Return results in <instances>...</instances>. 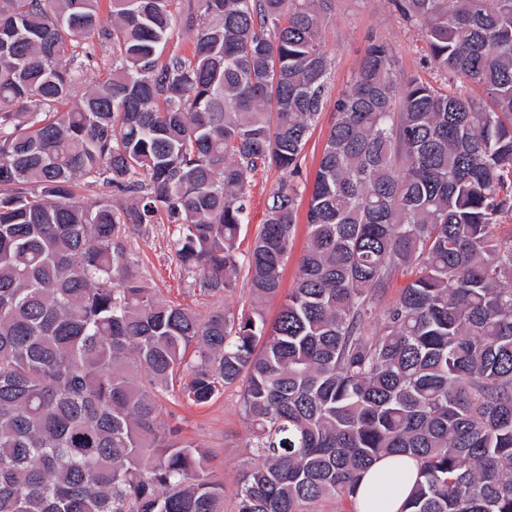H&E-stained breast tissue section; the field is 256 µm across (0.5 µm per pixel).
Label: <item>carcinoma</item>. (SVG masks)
I'll return each instance as SVG.
<instances>
[{
  "instance_id": "carcinoma-1",
  "label": "carcinoma",
  "mask_w": 512,
  "mask_h": 512,
  "mask_svg": "<svg viewBox=\"0 0 512 512\" xmlns=\"http://www.w3.org/2000/svg\"><path fill=\"white\" fill-rule=\"evenodd\" d=\"M172 2L109 0L106 24L101 0H0V512H224L208 451L160 419L176 385L241 388L237 512L350 501L387 454L420 463L407 512H512V0H391L458 89L398 82L373 41L310 187L332 0H188L192 48L167 53ZM261 166L283 180L242 254ZM155 224L202 292L246 270L252 308L202 318L140 279L123 237ZM305 207L306 201L304 200L300 208L299 224H297L293 247L284 269L280 292L276 298L266 302L263 305V312L268 322L273 321L278 313L281 301L288 294V291L293 287L297 271L298 259L307 245V226L303 220Z\"/></svg>"
}]
</instances>
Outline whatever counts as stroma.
Instances as JSON below:
<instances>
[{
  "label": "stroma",
  "mask_w": 512,
  "mask_h": 512,
  "mask_svg": "<svg viewBox=\"0 0 512 512\" xmlns=\"http://www.w3.org/2000/svg\"><path fill=\"white\" fill-rule=\"evenodd\" d=\"M388 42L399 61L400 78L417 77L446 85L442 72L429 61L419 32L403 21L389 0H333V9L322 24L321 41L333 61L329 88L333 96L343 92L358 69L370 42ZM281 173L259 168L253 178L248 203V222L239 238L240 251L251 246L256 231L265 219L268 195L278 187ZM169 227L154 225L150 232L133 230L124 238L125 249L149 284L167 300L190 307L200 316L218 310L240 312L250 309L252 296L245 283H238L224 296L203 294L193 278L182 273L170 252ZM160 417L165 422H180L184 437L197 441L212 455V473L224 483V512H236V486L248 459L246 443L250 427L240 411V389L231 386L211 403L198 407L187 400L166 396L161 401Z\"/></svg>",
  "instance_id": "obj_1"
}]
</instances>
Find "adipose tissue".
Masks as SVG:
<instances>
[{"label":"adipose tissue","mask_w":512,"mask_h":512,"mask_svg":"<svg viewBox=\"0 0 512 512\" xmlns=\"http://www.w3.org/2000/svg\"><path fill=\"white\" fill-rule=\"evenodd\" d=\"M419 478V463L407 456L389 455L371 464L361 474L353 496L357 512H362L376 491L386 490L385 512H402Z\"/></svg>","instance_id":"1"}]
</instances>
